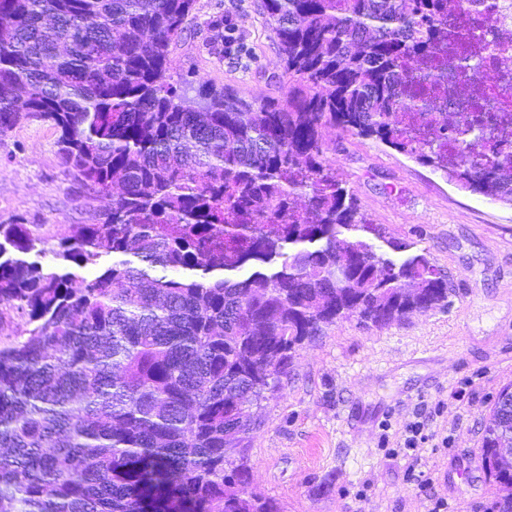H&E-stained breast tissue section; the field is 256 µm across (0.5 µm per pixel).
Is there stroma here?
<instances>
[{"label":"stroma","instance_id":"1","mask_svg":"<svg viewBox=\"0 0 512 512\" xmlns=\"http://www.w3.org/2000/svg\"><path fill=\"white\" fill-rule=\"evenodd\" d=\"M261 0H196L170 54L172 79H208L249 99L277 97L288 78ZM232 17L245 51L235 60L212 37ZM39 121L0 137V222L36 224L47 239L91 221ZM372 223L450 278L448 304L386 326L351 317L306 339L286 376L255 409L251 486L280 512H429L389 456L406 424L450 438L419 450L448 512H487L494 486L482 469L483 423L512 384V205L460 191L441 172L376 139L345 136L327 154ZM441 413H434V406ZM366 499H358V491Z\"/></svg>","mask_w":512,"mask_h":512}]
</instances>
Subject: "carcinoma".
Here are the masks:
<instances>
[{
	"instance_id": "obj_1",
	"label": "carcinoma",
	"mask_w": 512,
	"mask_h": 512,
	"mask_svg": "<svg viewBox=\"0 0 512 512\" xmlns=\"http://www.w3.org/2000/svg\"><path fill=\"white\" fill-rule=\"evenodd\" d=\"M194 3L0 0V136L48 123L60 165L110 200L57 239L53 266L26 259L46 244L29 225L0 224V319L24 318L0 340V512H277L249 488L247 443L295 348L340 320L387 325L450 294L426 256H393L403 245L329 164L328 130L512 203V165L476 149L479 123L424 101L481 66L445 48L495 37L467 0H262L288 92L261 101L168 81ZM111 254L144 266L81 275ZM511 440L512 409H492L490 512H512V472L493 462Z\"/></svg>"
}]
</instances>
